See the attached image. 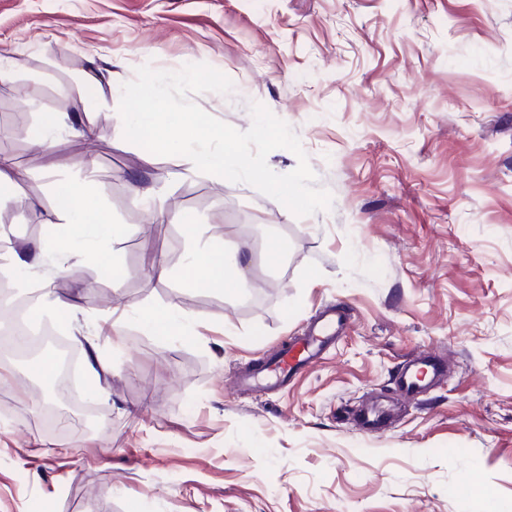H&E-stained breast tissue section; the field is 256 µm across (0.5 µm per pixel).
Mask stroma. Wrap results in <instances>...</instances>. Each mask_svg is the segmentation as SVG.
I'll return each instance as SVG.
<instances>
[{"mask_svg": "<svg viewBox=\"0 0 512 512\" xmlns=\"http://www.w3.org/2000/svg\"><path fill=\"white\" fill-rule=\"evenodd\" d=\"M190 63L233 83L193 95L209 114L244 131L258 102L290 125L329 210L296 217L124 140L136 68ZM0 123L24 134L0 141L29 204L12 241L58 230L70 187L110 230L109 270L26 277L64 338L41 280L78 306L109 396L93 427L45 434L29 414L55 369L6 359L0 512H512V0H0ZM223 239L247 254L236 295L186 274ZM173 300L169 340L142 317ZM329 307L347 327L317 366L261 397L235 387ZM423 350L445 375L398 397ZM374 401L397 415L369 433L355 414Z\"/></svg>", "mask_w": 512, "mask_h": 512, "instance_id": "stroma-1", "label": "stroma"}]
</instances>
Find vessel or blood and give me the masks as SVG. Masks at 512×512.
I'll return each mask as SVG.
<instances>
[{
  "instance_id": "b4317fda",
  "label": "vessel or blood",
  "mask_w": 512,
  "mask_h": 512,
  "mask_svg": "<svg viewBox=\"0 0 512 512\" xmlns=\"http://www.w3.org/2000/svg\"><path fill=\"white\" fill-rule=\"evenodd\" d=\"M342 326L341 314L336 309H326L310 324L304 335L294 337L280 348L263 370L241 377L237 382L238 388L262 393L287 382L319 360L334 343ZM443 371V363L432 353H421L402 365L396 378V389L408 398L420 395L435 384ZM392 421L390 409L380 405L367 408L359 418L360 426L368 431L387 427Z\"/></svg>"
}]
</instances>
